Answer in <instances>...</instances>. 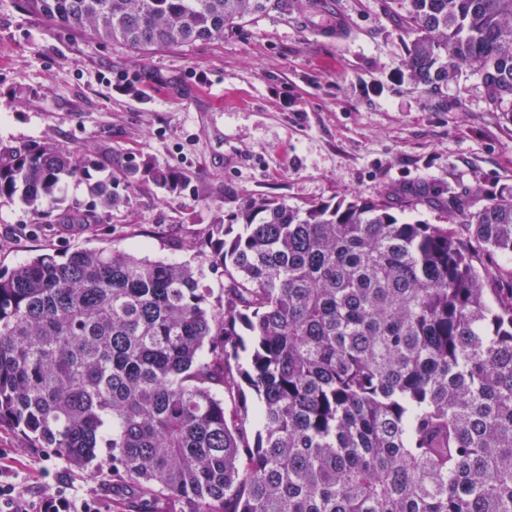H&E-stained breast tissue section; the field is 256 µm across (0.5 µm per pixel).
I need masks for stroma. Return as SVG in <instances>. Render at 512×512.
Masks as SVG:
<instances>
[{"instance_id":"stroma-1","label":"stroma","mask_w":512,"mask_h":512,"mask_svg":"<svg viewBox=\"0 0 512 512\" xmlns=\"http://www.w3.org/2000/svg\"><path fill=\"white\" fill-rule=\"evenodd\" d=\"M382 0H289L224 41L137 55L123 45L53 28L0 0V147L55 143L84 153L58 211L95 209L81 231L22 202L0 205V271L40 254L112 247L198 265L199 231L233 223L241 204L269 197L302 209L358 195L397 216L448 220L456 196L512 194V123L486 100L477 74L442 96L414 91L402 66L404 34ZM183 174L169 195L131 183L129 164ZM111 181L120 202L96 208L92 186ZM29 493L65 487L86 498L112 472L82 469L26 447L0 428Z\"/></svg>"}]
</instances>
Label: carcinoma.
I'll list each match as a JSON object with an SVG mask.
<instances>
[{
  "label": "carcinoma",
  "instance_id": "cac0c4a2",
  "mask_svg": "<svg viewBox=\"0 0 512 512\" xmlns=\"http://www.w3.org/2000/svg\"><path fill=\"white\" fill-rule=\"evenodd\" d=\"M145 55L222 42L288 0H23ZM412 89L465 70L512 123V0H407ZM83 154L0 149V202L51 213ZM172 193L173 170L143 167ZM102 207L112 183L92 187ZM446 224L353 196L245 201L203 269L109 247L0 274V426L70 465L106 455L120 512H512V194ZM256 424L254 434L247 419Z\"/></svg>",
  "mask_w": 512,
  "mask_h": 512
}]
</instances>
